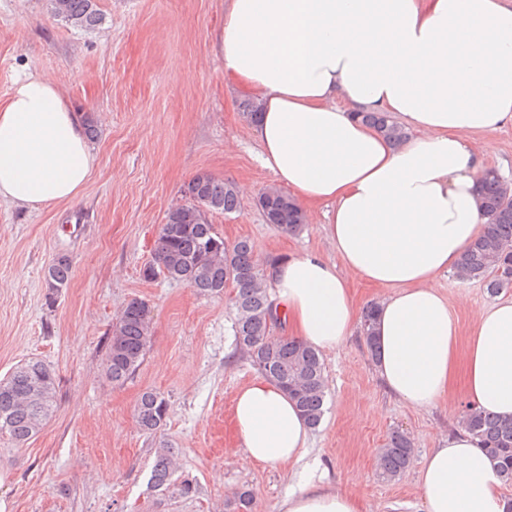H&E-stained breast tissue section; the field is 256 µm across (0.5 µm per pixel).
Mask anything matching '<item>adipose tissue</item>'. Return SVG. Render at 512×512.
Instances as JSON below:
<instances>
[{"instance_id":"1","label":"adipose tissue","mask_w":512,"mask_h":512,"mask_svg":"<svg viewBox=\"0 0 512 512\" xmlns=\"http://www.w3.org/2000/svg\"><path fill=\"white\" fill-rule=\"evenodd\" d=\"M212 49L260 106L259 159L298 207L326 206L336 260L310 252L268 268L267 293L295 338L336 350L351 336L356 275L378 303L376 368L414 410L465 371L472 405L512 418V296L483 308L468 336L437 287L480 234L478 180L512 124V0H226ZM394 117L395 143L363 123ZM82 114L49 79L17 77L0 102V201L30 209L74 200L97 165ZM241 448L271 466L304 459L312 432L280 386L260 377L234 402ZM425 512H512L498 462L465 430L421 462ZM279 512H359L308 470Z\"/></svg>"}]
</instances>
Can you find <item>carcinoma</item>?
Listing matches in <instances>:
<instances>
[{"label":"carcinoma","mask_w":512,"mask_h":512,"mask_svg":"<svg viewBox=\"0 0 512 512\" xmlns=\"http://www.w3.org/2000/svg\"><path fill=\"white\" fill-rule=\"evenodd\" d=\"M51 7L55 17L72 27L90 30L102 24L96 0H51ZM361 119L395 141L406 138L402 127L387 115L363 112ZM479 197L487 221L482 233L460 256L455 276L480 280L497 293L512 288V190L497 172L486 170L479 180ZM183 198L184 202L167 211L153 259L142 271L143 278L151 280L162 275L208 295H219L229 285L235 288L236 347L265 377L288 393L309 424L318 426L326 397L320 354L288 336H272L273 306L265 287L266 266L255 258L249 240L228 244L209 222V214L214 211L226 215L238 211L237 191L229 182L200 173L187 184ZM258 205L266 222L282 232L294 234L303 224L297 205L276 188L265 189ZM71 272L66 257L49 265L45 281L50 295L68 286ZM376 313L377 307L372 304L362 316L365 345L373 359L378 353ZM150 339L148 306L133 299L117 316L108 338L104 362L112 383L122 384L137 371ZM56 389L55 373L42 362L30 360L17 366L0 380V434L9 435L19 444L36 435L54 411ZM135 412L140 428L154 433L167 417L168 401L157 392L146 391ZM461 425L498 461L504 483L512 485V420H501L470 407L463 414ZM413 453L406 434L392 431L381 450V475L389 480L401 477L409 468ZM172 460L170 449H157L152 474L155 486L170 484Z\"/></svg>","instance_id":"obj_1"}]
</instances>
